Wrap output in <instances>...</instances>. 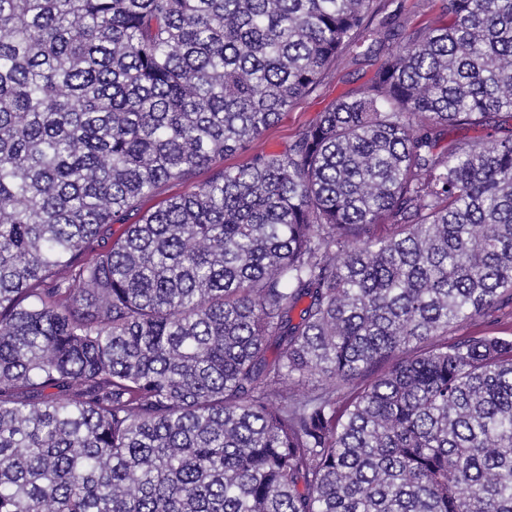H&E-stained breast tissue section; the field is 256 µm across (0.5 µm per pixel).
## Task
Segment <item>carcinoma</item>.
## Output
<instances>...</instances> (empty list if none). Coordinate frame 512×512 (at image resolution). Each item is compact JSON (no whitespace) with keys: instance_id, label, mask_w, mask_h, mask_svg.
<instances>
[{"instance_id":"obj_1","label":"carcinoma","mask_w":512,"mask_h":512,"mask_svg":"<svg viewBox=\"0 0 512 512\" xmlns=\"http://www.w3.org/2000/svg\"><path fill=\"white\" fill-rule=\"evenodd\" d=\"M378 12L0 0V512H512V0ZM444 4L445 0H381V11L375 22H400V31L408 35L443 21ZM394 45L391 42H378L368 57L359 55V50L348 51L331 69L318 90L302 99L290 112H286L278 123L252 144L251 151H285L297 130L312 124L320 112L338 98L350 96L368 83L378 67L387 60ZM211 174V170L202 169L196 176L186 182L171 183L162 186L154 195L145 197L140 204L142 211H154L162 206L165 200L172 196L185 195L193 192L196 185L206 181ZM499 318L498 322L494 325L486 324L481 320L477 322L476 326H472L469 328H465L459 331L457 334L465 335L470 331H475L479 333L483 332H496L499 336H509L512 337V315L509 314V309H505L498 313Z\"/></svg>"}]
</instances>
